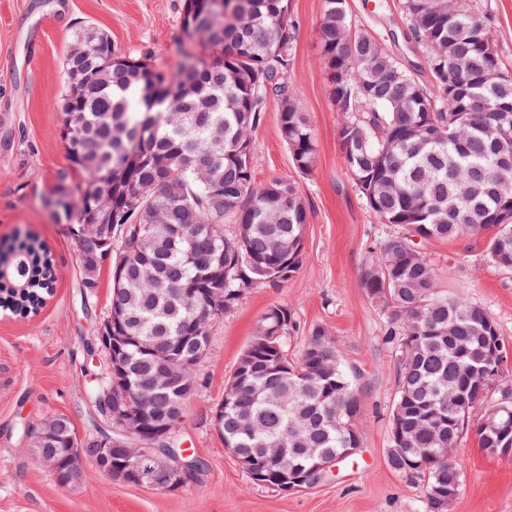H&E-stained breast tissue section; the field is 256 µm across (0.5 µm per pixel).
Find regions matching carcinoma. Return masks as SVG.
<instances>
[{
  "mask_svg": "<svg viewBox=\"0 0 512 512\" xmlns=\"http://www.w3.org/2000/svg\"><path fill=\"white\" fill-rule=\"evenodd\" d=\"M184 0L183 25L202 47L175 73L145 56L124 57L110 39L83 43L64 63L66 94L61 138L86 188L61 176L55 206L74 234L90 215L93 183L115 181L110 304L125 307L129 343L121 360L130 373L112 392L141 407L146 379L169 344L197 333L196 318L217 319L261 283L288 280L302 264L309 207L299 184L259 185L251 133L267 100H277L279 129L296 171L314 170L316 145L307 113L287 73L297 36L291 0H227L219 21ZM407 38L425 49L430 79L421 81L372 35L352 29L346 0H323L318 42L339 113L344 167L379 223L398 228L368 250L360 270L367 297L380 307L398 355L387 462L423 479L426 512H446L448 483L462 484L456 458L429 468L411 464L419 448H455L475 426L481 448L493 447L472 419L487 410L488 392L470 390L473 355L501 343L487 310L437 288L420 242L490 233L492 262L512 270V223H490L501 198L491 189L498 158L512 156V77L490 49L493 17L477 0H402ZM124 63L116 62L118 58ZM462 79L467 92L448 86ZM234 225L224 234V225ZM0 280V308L28 315L54 276L38 245L24 246ZM288 307L267 309L224 387V444L253 457V485L277 489L281 462L268 448L288 449V470L309 471L317 454L343 461L359 448L364 408L359 375L343 362L338 338L309 330L297 360L288 358L293 327ZM175 395L150 401L160 416ZM50 451L61 456L76 435L60 419Z\"/></svg>",
  "mask_w": 512,
  "mask_h": 512,
  "instance_id": "cac0c4a2",
  "label": "carcinoma"
}]
</instances>
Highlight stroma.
Segmentation results:
<instances>
[{"mask_svg": "<svg viewBox=\"0 0 512 512\" xmlns=\"http://www.w3.org/2000/svg\"><path fill=\"white\" fill-rule=\"evenodd\" d=\"M184 0H0V240L16 233L37 237L56 271L55 290L40 312L21 319L0 313V368L13 373L0 387V512H425L419 478L393 472L386 452L398 363L386 342V324L365 295L360 269L385 227L365 207L342 164L338 114L321 58L318 29L323 0H292L297 37L288 81L300 96L316 140V165L302 176L293 167L279 132L275 104H268L252 134L253 177L264 184L294 179L309 201V223L299 270L283 283L253 289L217 319L198 386L186 403L178 438L204 464L195 481L178 491L136 488L87 468L71 490L36 465L31 434L49 415L70 418L78 433L99 419L89 394L104 363L88 356L96 329L109 309L111 270L87 292L76 249L52 203L60 175L83 183L71 168L62 124L64 58L77 23L109 36L117 53L151 58L160 69L178 70ZM492 34L505 72L512 73V0H488ZM354 28L381 40L404 66L427 78L421 48L404 42L400 0H348ZM487 234L427 241L446 293L482 305L512 352V272L487 257ZM284 305L297 330L288 337L299 354L309 328L327 327L343 344L347 366L360 371L364 416L362 447L315 488L283 494L249 484L212 427L224 385L250 342L263 313ZM457 458L459 495L447 512H512V459L487 454L475 433L463 434Z\"/></svg>", "mask_w": 512, "mask_h": 512, "instance_id": "1", "label": "stroma"}]
</instances>
